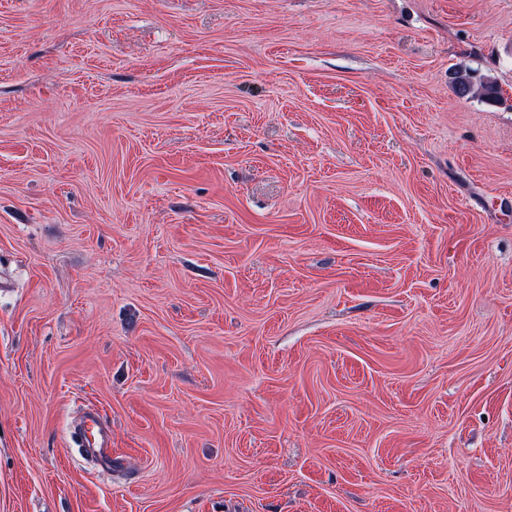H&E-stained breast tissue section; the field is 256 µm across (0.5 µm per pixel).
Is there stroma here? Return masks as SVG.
Segmentation results:
<instances>
[{"instance_id":"obj_1","label":"stroma","mask_w":512,"mask_h":512,"mask_svg":"<svg viewBox=\"0 0 512 512\" xmlns=\"http://www.w3.org/2000/svg\"><path fill=\"white\" fill-rule=\"evenodd\" d=\"M0 512H512V0H0ZM453 83L460 96L476 97L486 102H496L500 96V88L495 80L488 77L476 79L467 70L456 72ZM78 436L85 455L101 469L112 470V436L98 412L93 409L84 411Z\"/></svg>"}]
</instances>
